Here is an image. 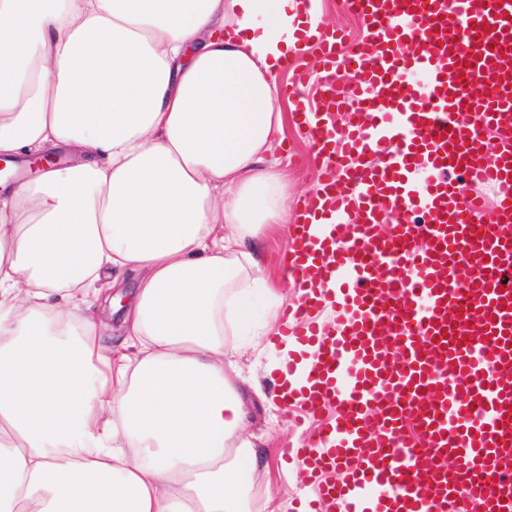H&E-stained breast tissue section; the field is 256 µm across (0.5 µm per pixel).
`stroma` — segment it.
Returning <instances> with one entry per match:
<instances>
[{
	"label": "stroma",
	"mask_w": 512,
	"mask_h": 512,
	"mask_svg": "<svg viewBox=\"0 0 512 512\" xmlns=\"http://www.w3.org/2000/svg\"><path fill=\"white\" fill-rule=\"evenodd\" d=\"M274 155L288 180V202L298 205L302 196L312 191L316 170L313 149L293 122H286L283 144L275 148ZM288 248L287 234L279 231L257 246L268 278L278 287L280 297L275 306L280 310L297 302L296 291L291 288L281 263ZM273 324L270 315H260L253 335L236 339L241 346L237 357L243 377L241 389L250 412L247 432L258 455L256 463H244L243 468L251 479L253 494L271 492L280 504V512H299L308 489L299 463L290 458L289 451L303 447L318 424L313 419L300 417L297 411L284 409L279 401L275 377L268 371L270 363L278 356L266 335Z\"/></svg>",
	"instance_id": "stroma-1"
}]
</instances>
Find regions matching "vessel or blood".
<instances>
[{"instance_id": "b4317fda", "label": "vessel or blood", "mask_w": 512, "mask_h": 512, "mask_svg": "<svg viewBox=\"0 0 512 512\" xmlns=\"http://www.w3.org/2000/svg\"><path fill=\"white\" fill-rule=\"evenodd\" d=\"M342 4L368 38H318V108L309 72L285 89L321 183L288 227L305 295L281 317L303 379L282 403L328 417L296 451L310 512H512V0Z\"/></svg>"}]
</instances>
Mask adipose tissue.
I'll list each match as a JSON object with an SVG mask.
<instances>
[{
    "label": "adipose tissue",
    "instance_id": "obj_1",
    "mask_svg": "<svg viewBox=\"0 0 512 512\" xmlns=\"http://www.w3.org/2000/svg\"><path fill=\"white\" fill-rule=\"evenodd\" d=\"M288 0H0V154L65 148L0 200V512H275L225 337L292 220ZM134 288L121 320L119 275Z\"/></svg>",
    "mask_w": 512,
    "mask_h": 512
}]
</instances>
